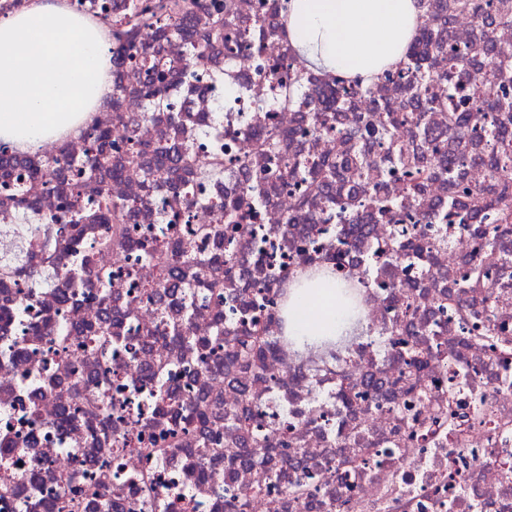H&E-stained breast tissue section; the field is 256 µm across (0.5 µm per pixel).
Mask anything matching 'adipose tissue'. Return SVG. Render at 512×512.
I'll use <instances>...</instances> for the list:
<instances>
[{
  "label": "adipose tissue",
  "mask_w": 512,
  "mask_h": 512,
  "mask_svg": "<svg viewBox=\"0 0 512 512\" xmlns=\"http://www.w3.org/2000/svg\"><path fill=\"white\" fill-rule=\"evenodd\" d=\"M288 38L308 69L373 85L403 61L419 0H289ZM109 31L67 0L0 16V142L22 152L79 136L112 92ZM335 276L295 271L283 308L298 347L335 335L352 306Z\"/></svg>",
  "instance_id": "1"
}]
</instances>
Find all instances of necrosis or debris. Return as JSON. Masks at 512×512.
Instances as JSON below:
<instances>
[{
	"label": "necrosis or debris",
	"mask_w": 512,
	"mask_h": 512,
	"mask_svg": "<svg viewBox=\"0 0 512 512\" xmlns=\"http://www.w3.org/2000/svg\"><path fill=\"white\" fill-rule=\"evenodd\" d=\"M211 2L224 37L198 22L188 67L151 86L113 71L95 172L83 136L0 165V512H67L76 472L95 490L79 512H156L159 499L175 512H512V204L495 202L490 126L463 141L451 178L447 111L393 82L349 95L313 132V103L281 99V0ZM259 17V49L230 47ZM268 127L308 169L359 154L389 208L356 196L352 166L319 194L286 183L257 140ZM174 147L191 163H171ZM407 159L432 173L416 203ZM476 186L493 204L474 220ZM119 200L132 209L105 223ZM226 203L243 229L225 224ZM67 208L84 223L60 224ZM80 263L68 297L45 286ZM298 267L352 276L364 336L335 352L288 342L279 313ZM255 327L268 348L251 361L193 348ZM188 400L203 416L179 434Z\"/></svg>",
	"instance_id": "obj_1"
}]
</instances>
